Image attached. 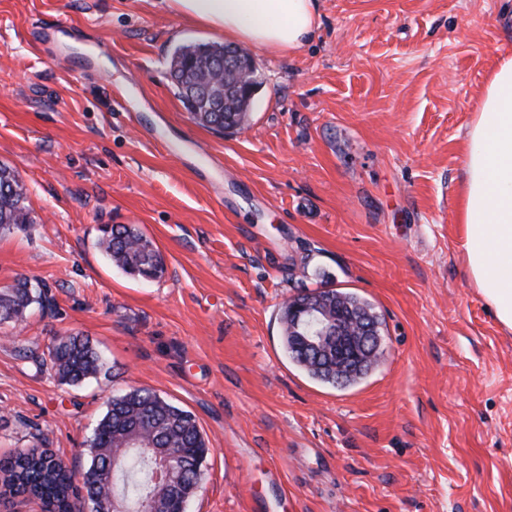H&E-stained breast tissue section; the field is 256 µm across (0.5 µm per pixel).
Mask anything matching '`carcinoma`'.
Wrapping results in <instances>:
<instances>
[{"mask_svg":"<svg viewBox=\"0 0 512 512\" xmlns=\"http://www.w3.org/2000/svg\"><path fill=\"white\" fill-rule=\"evenodd\" d=\"M170 72L185 107L202 125L215 131L234 132L249 120L251 102H241L233 93L242 81L238 71L224 69V46L186 42L170 56ZM34 223L28 204V190L19 173L0 165V234L27 231ZM99 246L113 265L125 273L153 281L166 272L164 257L157 246L130 224H114L101 232ZM30 280L18 276L14 284L0 289V322L26 321L34 305L45 311L51 306L48 289L29 287ZM312 299L315 314L323 321L336 318V306L356 313L351 331L365 324H383L367 300L351 293L323 288L292 297L284 302L280 322L282 346L288 359L310 378L332 387L350 386L376 366L382 351L369 356L352 372L336 369V362L316 358L298 346V336L307 333L304 321H296L292 306ZM39 366L72 384L97 376L103 369L101 354L78 334L57 336L48 348V358ZM86 447L93 480L83 484L91 512H111L112 500L125 512H182L183 499L201 485L207 442L195 415L147 389H131L109 401ZM169 452L182 460V471L169 486L156 479L157 457ZM0 487L10 497L40 501L47 512H71L78 496L73 470L55 461L49 448H26L0 458Z\"/></svg>","mask_w":512,"mask_h":512,"instance_id":"cac0c4a2","label":"carcinoma"}]
</instances>
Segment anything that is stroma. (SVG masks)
Here are the masks:
<instances>
[{"mask_svg":"<svg viewBox=\"0 0 512 512\" xmlns=\"http://www.w3.org/2000/svg\"><path fill=\"white\" fill-rule=\"evenodd\" d=\"M286 55L252 48L244 130L199 124L169 59L223 42L162 0H0V164L35 222L0 237V288L54 308L0 326V456L82 443L113 395L190 410L208 442L187 512H512V331L466 270L464 135L512 0H319ZM133 224L166 273L97 246ZM332 287L381 314L383 356L333 388L282 349L280 309ZM11 340H4V333ZM79 334L107 371L59 383L33 358Z\"/></svg>","mask_w":512,"mask_h":512,"instance_id":"35a3bbf8","label":"stroma"}]
</instances>
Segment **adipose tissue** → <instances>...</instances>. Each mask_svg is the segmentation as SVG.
Instances as JSON below:
<instances>
[{
  "instance_id": "ef3b65f1",
  "label": "adipose tissue",
  "mask_w": 512,
  "mask_h": 512,
  "mask_svg": "<svg viewBox=\"0 0 512 512\" xmlns=\"http://www.w3.org/2000/svg\"><path fill=\"white\" fill-rule=\"evenodd\" d=\"M225 38L289 54L319 27L318 0H164ZM462 247L468 273L497 321L512 330V57L490 73L464 139Z\"/></svg>"
}]
</instances>
